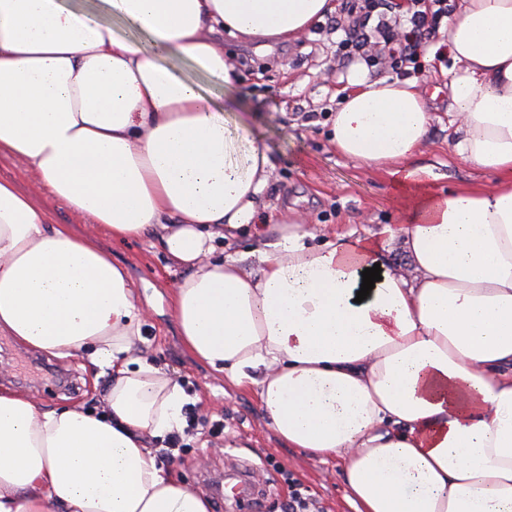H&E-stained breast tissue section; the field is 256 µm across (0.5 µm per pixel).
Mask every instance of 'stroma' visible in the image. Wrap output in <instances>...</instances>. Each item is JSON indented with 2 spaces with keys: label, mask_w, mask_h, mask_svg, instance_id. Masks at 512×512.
I'll return each mask as SVG.
<instances>
[{
  "label": "stroma",
  "mask_w": 512,
  "mask_h": 512,
  "mask_svg": "<svg viewBox=\"0 0 512 512\" xmlns=\"http://www.w3.org/2000/svg\"><path fill=\"white\" fill-rule=\"evenodd\" d=\"M336 14L312 34L292 43L259 46L231 36L224 53L236 66L239 113L268 149L272 160L265 200L298 210L304 223L331 224L340 231H379L399 221L395 178L338 155L330 125L338 92L347 88L350 69L371 56L369 79H416L433 113L427 143L411 164L428 169L430 185L448 191L487 183L491 174L454 152L448 117V74L455 62L447 46H427L416 65L397 64L382 37L364 53L341 55L338 42L355 19L351 0H335ZM102 246L125 265L139 302L149 311L137 351L169 372L195 399L197 427L183 435L179 459L163 467L176 480L208 496L212 512H284L291 473L315 501L318 512H354L335 462H323L289 448L267 426L254 391L232 386L192 359L184 349L169 307V291L180 272L170 267L150 239ZM0 363L8 379L30 391L44 408L100 405L107 375L85 358L58 359L25 350L0 336Z\"/></svg>",
  "instance_id": "1"
}]
</instances>
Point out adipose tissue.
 Returning <instances> with one entry per match:
<instances>
[{"instance_id": "adipose-tissue-1", "label": "adipose tissue", "mask_w": 512, "mask_h": 512, "mask_svg": "<svg viewBox=\"0 0 512 512\" xmlns=\"http://www.w3.org/2000/svg\"><path fill=\"white\" fill-rule=\"evenodd\" d=\"M335 10L0 0V158L35 184L0 179V335L112 372L99 411L46 410L0 384V512H211L153 452L189 397L135 355L146 311L103 234L154 239L182 269L169 300L184 348L253 390L287 447L337 460L355 512H512V0H460L448 25L454 149L493 186L435 192L408 165L431 123L415 80L352 68L333 145L399 186L398 223L369 237L291 208L262 222L268 151L230 118L224 35L287 43ZM44 190L84 233L54 221ZM244 228L260 242L254 272L216 255ZM397 240L404 269L386 253ZM376 265L381 281L357 300Z\"/></svg>"}]
</instances>
